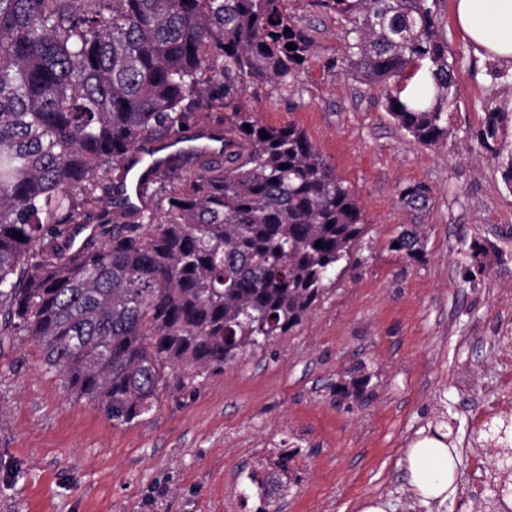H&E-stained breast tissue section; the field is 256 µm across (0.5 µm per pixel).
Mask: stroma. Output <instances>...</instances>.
I'll return each mask as SVG.
<instances>
[{"label":"stroma","mask_w":512,"mask_h":512,"mask_svg":"<svg viewBox=\"0 0 512 512\" xmlns=\"http://www.w3.org/2000/svg\"><path fill=\"white\" fill-rule=\"evenodd\" d=\"M439 25L458 97L446 139L402 130L379 87L353 78L346 23L320 0H285L313 40L311 58L278 83L251 82L243 111L293 124L318 147L364 215L350 258L302 322L194 388L161 396L139 423L117 425L77 400L22 336L0 344V512H491L496 450L482 418L512 420V188L477 139L487 106L512 113V63ZM422 185L414 212L403 188ZM405 229L419 259L391 249ZM488 246L472 271L470 246ZM459 452L456 495L422 503L404 467L418 439ZM289 455L290 484L262 505L251 473ZM482 457L484 469L471 461Z\"/></svg>","instance_id":"stroma-1"}]
</instances>
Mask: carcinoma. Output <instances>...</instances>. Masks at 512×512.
Returning a JSON list of instances; mask_svg holds the SVG:
<instances>
[{
	"label": "carcinoma",
	"mask_w": 512,
	"mask_h": 512,
	"mask_svg": "<svg viewBox=\"0 0 512 512\" xmlns=\"http://www.w3.org/2000/svg\"><path fill=\"white\" fill-rule=\"evenodd\" d=\"M438 2L321 0L346 22L352 73L421 144L448 137L457 97ZM311 44L283 0H0V336L36 344L116 424L297 326L360 238L357 196L306 133L234 101L293 76ZM421 70L432 94L404 98ZM205 105L229 111L224 159L187 153L195 169L161 174L162 203L125 208L115 181L130 150ZM507 118L490 106L477 133L497 157ZM401 199L421 210L428 190ZM394 241L422 255L415 232ZM489 437L508 444L512 423ZM287 460L252 475L258 495L278 493Z\"/></svg>",
	"instance_id": "obj_1"
}]
</instances>
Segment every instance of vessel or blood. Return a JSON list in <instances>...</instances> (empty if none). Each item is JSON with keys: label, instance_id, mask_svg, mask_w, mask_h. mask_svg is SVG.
<instances>
[{"label": "vessel or blood", "instance_id": "1", "mask_svg": "<svg viewBox=\"0 0 512 512\" xmlns=\"http://www.w3.org/2000/svg\"><path fill=\"white\" fill-rule=\"evenodd\" d=\"M224 149V132L215 125H199L167 141H142L132 151V165L123 181L122 198L134 209L146 201L145 186L169 166L171 157L182 152L217 153Z\"/></svg>", "mask_w": 512, "mask_h": 512}]
</instances>
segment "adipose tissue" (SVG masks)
Segmentation results:
<instances>
[{"instance_id":"obj_1","label":"adipose tissue","mask_w":512,"mask_h":512,"mask_svg":"<svg viewBox=\"0 0 512 512\" xmlns=\"http://www.w3.org/2000/svg\"><path fill=\"white\" fill-rule=\"evenodd\" d=\"M455 14L471 41L487 54L512 62V0H455ZM454 467L453 456L438 439L418 441L406 455L413 491L426 502L448 498Z\"/></svg>"}]
</instances>
